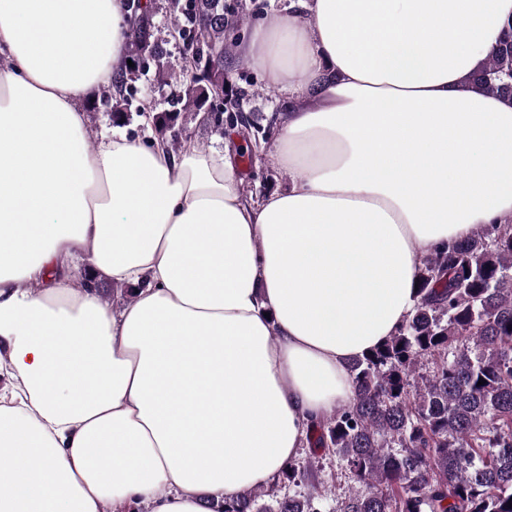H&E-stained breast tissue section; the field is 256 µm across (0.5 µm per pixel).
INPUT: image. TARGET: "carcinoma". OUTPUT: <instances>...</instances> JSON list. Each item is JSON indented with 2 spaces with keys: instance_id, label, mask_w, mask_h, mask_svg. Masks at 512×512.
Segmentation results:
<instances>
[{
  "instance_id": "carcinoma-1",
  "label": "carcinoma",
  "mask_w": 512,
  "mask_h": 512,
  "mask_svg": "<svg viewBox=\"0 0 512 512\" xmlns=\"http://www.w3.org/2000/svg\"><path fill=\"white\" fill-rule=\"evenodd\" d=\"M240 14L224 0H187L184 24H176L188 39L183 50L195 46L218 58L195 72L181 66L173 97L184 110L209 106L221 123L224 106L239 99L224 59L226 32ZM139 17L134 13L125 42L136 67L163 56ZM475 83L512 96V21ZM126 92L121 75L107 95L116 101V120L125 116ZM178 114L153 115L159 141H167ZM417 284L414 311L396 334L348 362L350 404L316 425L312 452L280 479L297 487L330 454L355 481L336 498L335 512H512V224L435 250ZM266 495L259 485L214 512H318L314 487L259 504Z\"/></svg>"
}]
</instances>
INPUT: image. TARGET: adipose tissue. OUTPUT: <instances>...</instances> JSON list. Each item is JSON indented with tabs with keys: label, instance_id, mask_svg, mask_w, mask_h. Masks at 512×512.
<instances>
[{
	"label": "adipose tissue",
	"instance_id": "1",
	"mask_svg": "<svg viewBox=\"0 0 512 512\" xmlns=\"http://www.w3.org/2000/svg\"><path fill=\"white\" fill-rule=\"evenodd\" d=\"M236 51L288 187L91 130L126 0H0V512H210L348 404L436 248L512 223V0H290ZM129 293L119 309L100 280ZM475 83L512 96V20L506 26L503 41L489 57L485 71L475 77Z\"/></svg>",
	"mask_w": 512,
	"mask_h": 512
}]
</instances>
